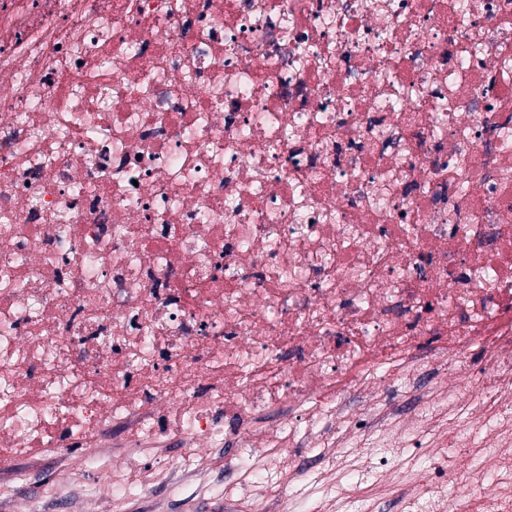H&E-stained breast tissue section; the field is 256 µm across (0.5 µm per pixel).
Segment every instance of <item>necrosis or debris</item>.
Returning <instances> with one entry per match:
<instances>
[{
	"label": "necrosis or debris",
	"mask_w": 512,
	"mask_h": 512,
	"mask_svg": "<svg viewBox=\"0 0 512 512\" xmlns=\"http://www.w3.org/2000/svg\"><path fill=\"white\" fill-rule=\"evenodd\" d=\"M102 435L512 512V0H0L8 477Z\"/></svg>",
	"instance_id": "necrosis-or-debris-1"
}]
</instances>
